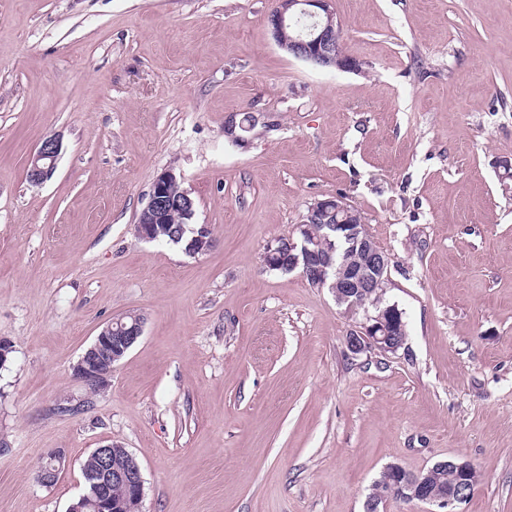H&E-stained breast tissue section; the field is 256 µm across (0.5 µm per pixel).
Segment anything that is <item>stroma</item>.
I'll return each mask as SVG.
<instances>
[{
  "instance_id": "35a3bbf8",
  "label": "stroma",
  "mask_w": 512,
  "mask_h": 512,
  "mask_svg": "<svg viewBox=\"0 0 512 512\" xmlns=\"http://www.w3.org/2000/svg\"><path fill=\"white\" fill-rule=\"evenodd\" d=\"M273 6L0 0V512H66L111 441L143 512H364L387 465L448 458L482 474L461 512H512V0H335L356 71L281 50ZM168 169L205 254L135 233ZM330 195L389 258L396 356L346 355L331 291L262 262ZM129 312L144 333L88 395L74 367ZM257 121V116L253 113H247L239 121H237V114H230L225 119L224 134L232 142H244V137L237 133V128L248 132L255 126ZM60 151L61 143L56 137L42 143L29 161L27 175L32 183L40 184L52 177Z\"/></svg>"
}]
</instances>
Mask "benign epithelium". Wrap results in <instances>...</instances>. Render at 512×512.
<instances>
[{"label": "benign epithelium", "mask_w": 512, "mask_h": 512, "mask_svg": "<svg viewBox=\"0 0 512 512\" xmlns=\"http://www.w3.org/2000/svg\"><path fill=\"white\" fill-rule=\"evenodd\" d=\"M276 5L267 17V27L274 42L288 54L318 68L357 71L360 63L346 55L341 47V23L336 17L333 0H275ZM257 122V116L248 113L242 119L230 114L225 119L224 134L233 142H242L238 131L248 132ZM61 151L56 137L45 140L32 155L28 178L35 184L50 179ZM195 202L181 187L180 177L167 170L156 177L149 200L141 210L136 233L142 240L153 242L165 234L175 245L184 246L191 255L204 254L213 246V239L205 224H194ZM263 262L271 270L300 271L314 287L332 290L336 303L357 319V325L345 338V346L352 356L366 352L395 356L404 348L407 337L402 310L393 303L381 306L368 303L381 278L388 271L389 258L371 237L367 224L357 209L341 196H330L311 203L298 225V235L286 240L274 239L267 244ZM131 324L114 334L112 325H106L94 343L84 352L75 367V375L83 383L89 396L59 406L62 413L71 416L83 414L91 403L90 394L98 392L106 382V373L100 364L124 356L142 336L145 319L131 314ZM112 448L107 444L94 449L100 467L95 487L111 483L123 485L128 495L120 500L87 494L71 503L67 512H86L93 506L95 512H143L145 496L141 468L129 452H124L127 463L118 468L112 465ZM49 466L38 470L36 480L48 485L57 480L64 456L60 450L47 453ZM448 467L456 480L450 491L442 496L430 489L434 470ZM396 485H405L411 491V500L431 504L437 512H459L475 490L470 480L474 465L442 460L417 475L406 474L394 464Z\"/></svg>", "instance_id": "benign-epithelium-1"}]
</instances>
